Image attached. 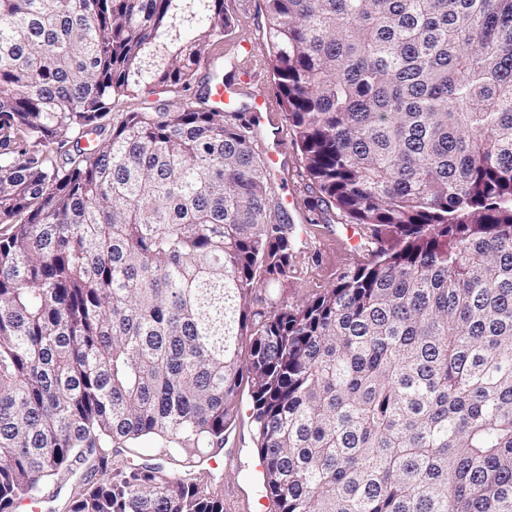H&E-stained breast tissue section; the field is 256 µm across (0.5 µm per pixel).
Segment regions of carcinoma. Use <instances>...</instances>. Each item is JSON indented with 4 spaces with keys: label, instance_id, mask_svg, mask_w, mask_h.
Segmentation results:
<instances>
[{
    "label": "carcinoma",
    "instance_id": "cac0c4a2",
    "mask_svg": "<svg viewBox=\"0 0 512 512\" xmlns=\"http://www.w3.org/2000/svg\"><path fill=\"white\" fill-rule=\"evenodd\" d=\"M321 195L394 244L253 307L297 237L254 128L187 87L224 0H0V512H224L250 424L275 512H512V0H265ZM248 341L246 360L240 345ZM159 444L158 463L112 449ZM212 82V75L209 71L200 67L196 71L190 90L183 92L181 89L177 88L173 89L174 92L163 94H147L145 92L138 93L134 96L125 98L120 102L119 106L115 109V112H138L148 106L160 107V104L162 103H166L168 101L171 103L173 100L181 99L183 97L182 95L192 96L195 93L198 94L203 92V87L205 85L207 86V83ZM239 402H240V418L237 421L236 429L237 434L233 436L230 442V450L224 454V449L220 452L219 456L224 454L223 463L224 468L219 466L217 469H212L207 461L202 466H198V477L202 482L212 481V477L223 489L224 495V512H274V507L270 505L267 509L263 505V501L259 498L263 497L262 487L254 486L251 482L252 473V455L258 453L257 442L250 430V422L247 418L249 408L251 405L250 390L248 384L243 382L239 389ZM243 432L246 437L247 447L250 448L245 454L244 466L236 470H225L236 468L240 464L241 454L245 451L244 438L239 432ZM206 469V470H205ZM120 452L112 455L115 463H121L126 458L134 459L135 463L150 461V463H161L168 475L178 476L183 471V460L185 456L173 454L171 456H161L160 448H155L153 444L144 443L139 448H120ZM71 481L65 484L63 482L61 490L60 487L49 486L45 490L41 503L32 509H17V512H66V506L69 500V484Z\"/></svg>",
    "mask_w": 512,
    "mask_h": 512
}]
</instances>
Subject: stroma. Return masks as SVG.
Here are the masks:
<instances>
[{"label":"stroma","instance_id":"stroma-1","mask_svg":"<svg viewBox=\"0 0 512 512\" xmlns=\"http://www.w3.org/2000/svg\"><path fill=\"white\" fill-rule=\"evenodd\" d=\"M225 6L233 19V26L222 41L210 46V55L231 52L234 44H251L256 58V76L243 80L234 75L237 89L235 108L248 113L252 96L258 91L276 95L277 88L268 65L269 52L262 37L265 27L264 0H225ZM275 121L281 132L273 138L270 131L255 134L253 147L259 156H266L269 145H277V162L270 168V196L279 208L285 223L295 227L299 238L296 267L285 286L273 285L256 289L253 295L255 307L262 308L270 300H281L291 306H300L312 300L322 288L334 284L337 279L352 271L363 256L351 240L347 239V224L339 210L325 206L311 184L304 167L303 155L294 141L284 112H277ZM293 194L297 204L284 203L286 194ZM252 466L244 464L236 470L224 468L203 469L202 481H216L223 490L224 512H267L261 501L262 489L251 482Z\"/></svg>","mask_w":512,"mask_h":512}]
</instances>
